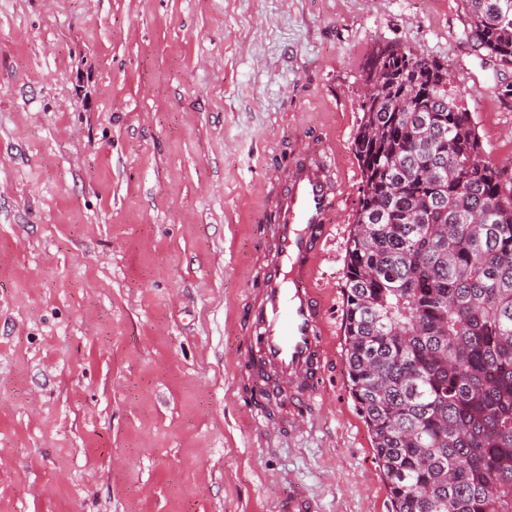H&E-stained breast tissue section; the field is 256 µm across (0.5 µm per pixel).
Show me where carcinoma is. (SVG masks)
Instances as JSON below:
<instances>
[{"instance_id": "cac0c4a2", "label": "carcinoma", "mask_w": 512, "mask_h": 512, "mask_svg": "<svg viewBox=\"0 0 512 512\" xmlns=\"http://www.w3.org/2000/svg\"><path fill=\"white\" fill-rule=\"evenodd\" d=\"M463 3L469 40L511 63L512 0ZM380 56L355 138L352 395L393 512H512V173L482 158L445 65Z\"/></svg>"}]
</instances>
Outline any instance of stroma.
I'll list each match as a JSON object with an SVG mask.
<instances>
[{
	"label": "stroma",
	"instance_id": "stroma-1",
	"mask_svg": "<svg viewBox=\"0 0 512 512\" xmlns=\"http://www.w3.org/2000/svg\"><path fill=\"white\" fill-rule=\"evenodd\" d=\"M462 0H0V512H392L344 360L366 69L447 65L493 163L512 64ZM329 137L328 389L250 415L269 199Z\"/></svg>",
	"mask_w": 512,
	"mask_h": 512
}]
</instances>
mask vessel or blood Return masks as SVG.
Segmentation results:
<instances>
[{
    "label": "vessel or blood",
    "instance_id": "b4317fda",
    "mask_svg": "<svg viewBox=\"0 0 512 512\" xmlns=\"http://www.w3.org/2000/svg\"><path fill=\"white\" fill-rule=\"evenodd\" d=\"M327 156L299 159L276 205V240L268 252L257 299L247 310L252 350L282 379L294 384L289 418L303 423L323 392L329 326L317 273L339 195L328 177Z\"/></svg>",
    "mask_w": 512,
    "mask_h": 512
}]
</instances>
